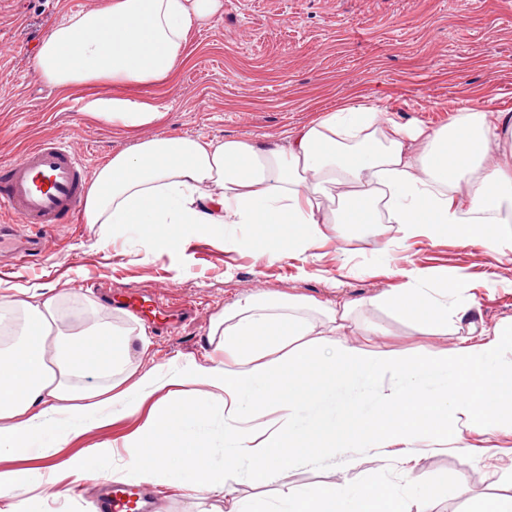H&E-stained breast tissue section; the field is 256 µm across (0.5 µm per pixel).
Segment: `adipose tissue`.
I'll use <instances>...</instances> for the list:
<instances>
[{"label": "adipose tissue", "mask_w": 512, "mask_h": 512, "mask_svg": "<svg viewBox=\"0 0 512 512\" xmlns=\"http://www.w3.org/2000/svg\"><path fill=\"white\" fill-rule=\"evenodd\" d=\"M220 0H102L52 27L34 66L59 91L99 85L93 120L132 140L94 173L87 223L126 227L149 248L172 253L190 232L234 251L248 245L268 262L320 247L330 233L398 225L403 239L481 238L512 248V113L469 109L448 125L404 126L376 105H348L289 130L280 142L180 135L140 137L166 111L130 88L171 80L194 25ZM402 287L377 301L410 316L432 337L414 357L369 343L350 301L325 304L263 292L217 313L208 334L216 357L141 369L131 361L144 334L104 317L76 332L61 325L60 295L26 288L0 296L16 314L18 344L0 348V456L53 459L59 448L104 426L112 409L159 407L127 441L133 479L232 502L255 476L316 458L357 464L399 449L420 463L448 444L449 428L512 437V344L499 329L464 324L468 285L412 267ZM102 442L67 463L75 481L108 475ZM437 512L426 484L405 495L343 480L309 496L306 512Z\"/></svg>", "instance_id": "adipose-tissue-1"}]
</instances>
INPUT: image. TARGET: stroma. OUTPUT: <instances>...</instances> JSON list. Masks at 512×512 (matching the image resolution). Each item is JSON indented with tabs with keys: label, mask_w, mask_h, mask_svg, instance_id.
Instances as JSON below:
<instances>
[{
	"label": "stroma",
	"mask_w": 512,
	"mask_h": 512,
	"mask_svg": "<svg viewBox=\"0 0 512 512\" xmlns=\"http://www.w3.org/2000/svg\"><path fill=\"white\" fill-rule=\"evenodd\" d=\"M101 0H0V164L16 160L43 137L74 147L89 171L130 146L123 129L85 115L93 94L50 88L33 66L47 30ZM187 57L174 78L146 90L167 111L161 127L142 137L165 135L247 137L279 141L290 129L325 110L350 104L386 108L400 123L446 125L465 107L512 110V0H223L207 22L193 27ZM397 225L380 237L348 228L318 248L316 256L270 263L250 247L225 251L201 233L167 255L148 250L126 228L73 224L54 231L43 264L25 266L0 256V281L66 292V330L83 318L76 301L95 299L96 287L134 291L195 306L191 322L166 336H149L142 362L166 366L206 361L213 315L257 292L294 294L319 302L348 300L362 322L386 329L385 344L413 356L429 344L412 323L372 305L385 288L403 283L401 269L414 266L435 276L465 272L472 281L460 296L469 322L494 327L512 323V250L480 239L414 238L401 242ZM144 414L117 415L114 422L71 439L70 456L98 442H118L139 427ZM512 440L487 432L449 431L448 448L410 467L393 449L344 468L317 461L284 469L273 482L241 485L242 504L310 491L347 480L357 485L399 486L412 492L435 485L440 512H465L470 498L509 494ZM96 484H76L74 493L45 496L37 512H94ZM165 512H224L223 499L164 484L153 487Z\"/></svg>",
	"instance_id": "1"
}]
</instances>
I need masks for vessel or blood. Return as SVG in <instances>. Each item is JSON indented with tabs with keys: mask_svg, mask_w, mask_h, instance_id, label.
I'll use <instances>...</instances> for the list:
<instances>
[{
	"mask_svg": "<svg viewBox=\"0 0 512 512\" xmlns=\"http://www.w3.org/2000/svg\"><path fill=\"white\" fill-rule=\"evenodd\" d=\"M86 179L83 158L55 137L0 166V211L11 218L0 226V247L26 264L42 256L48 234L79 216ZM149 506L145 490L119 483L105 484L95 503L96 512H148Z\"/></svg>",
	"mask_w": 512,
	"mask_h": 512,
	"instance_id": "b4317fda",
	"label": "vessel or blood"
}]
</instances>
